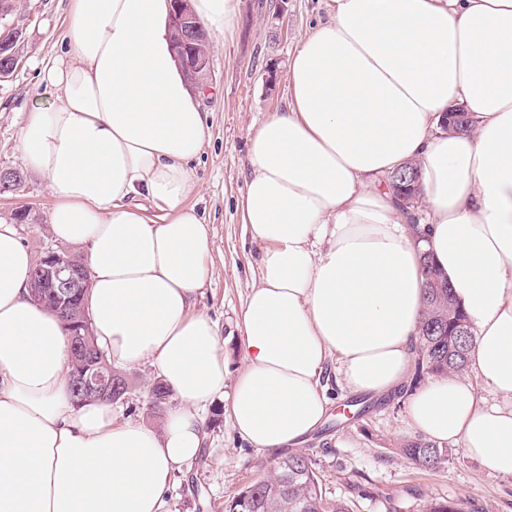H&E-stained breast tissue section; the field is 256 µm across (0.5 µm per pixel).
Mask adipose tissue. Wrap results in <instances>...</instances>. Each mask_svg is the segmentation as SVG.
Instances as JSON below:
<instances>
[{
    "label": "adipose tissue",
    "mask_w": 512,
    "mask_h": 512,
    "mask_svg": "<svg viewBox=\"0 0 512 512\" xmlns=\"http://www.w3.org/2000/svg\"><path fill=\"white\" fill-rule=\"evenodd\" d=\"M210 33L237 0H191ZM289 62L290 102L248 142L242 218L263 251L243 310L244 369L195 311L208 239L191 165L208 132L171 51L170 0H71L64 53L20 144L56 203L53 236L85 248L94 336L112 362L150 365L179 401L162 427L75 406L68 340L29 297L34 254L0 222V512H162L203 451V407L230 394L240 440L270 454L325 422L319 381L386 395L406 383L430 253L476 332L470 378L412 392L410 427L512 477V0H328ZM464 105L466 133L439 131ZM417 164L398 208L387 177ZM481 381L494 402L478 396Z\"/></svg>",
    "instance_id": "ef3b65f1"
}]
</instances>
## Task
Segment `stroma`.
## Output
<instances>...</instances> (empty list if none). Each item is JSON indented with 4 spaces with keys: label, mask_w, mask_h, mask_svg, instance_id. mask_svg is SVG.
<instances>
[{
    "label": "stroma",
    "mask_w": 512,
    "mask_h": 512,
    "mask_svg": "<svg viewBox=\"0 0 512 512\" xmlns=\"http://www.w3.org/2000/svg\"><path fill=\"white\" fill-rule=\"evenodd\" d=\"M70 0H21L14 19L25 37L24 62L14 77L0 82V166L20 169V191L0 193V222L19 208L32 222L18 225L33 252L53 244L49 215L55 196L29 164L19 131L27 111L51 100L42 81L44 67L60 55L70 26ZM323 0H238L236 25L209 37L211 79L201 105L209 114L208 136L191 166L193 188L185 199L203 213L209 239L210 274L197 294L196 308L216 324L230 376L244 366L241 312L259 282L262 250L242 221L248 140L270 114L289 100L288 64L299 40L327 20ZM138 385L115 404L118 422H148L146 384L150 365L131 368ZM326 391L333 405L324 425L303 445L327 498L352 501L354 512H420L431 499L464 500L466 512H512V477L492 476L453 448L434 470L416 468L401 455L414 438L407 416L410 391L427 382L411 375L405 391L374 396L341 389L327 369ZM219 398L203 413L205 448L198 460L173 476L163 512H228L248 482L270 473L275 456L241 441Z\"/></svg>",
    "instance_id": "35a3bbf8"
}]
</instances>
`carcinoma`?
<instances>
[{"instance_id": "carcinoma-1", "label": "carcinoma", "mask_w": 512, "mask_h": 512, "mask_svg": "<svg viewBox=\"0 0 512 512\" xmlns=\"http://www.w3.org/2000/svg\"><path fill=\"white\" fill-rule=\"evenodd\" d=\"M427 311L420 327L417 346L418 371L428 375L460 374L464 371L467 355L474 345L472 327L460 322L466 320L458 303L447 287L437 288L433 281L447 283L434 266L430 255L423 258ZM169 393L159 383L147 391L148 410L161 415L168 407L164 401L150 398ZM401 453L420 468H436L448 457V449L420 438L407 441ZM228 512H352L342 500L323 495L319 479L312 468L311 458L305 453H292L276 462L273 472L245 487L229 505ZM422 512H464L461 500H431L423 504Z\"/></svg>"}]
</instances>
